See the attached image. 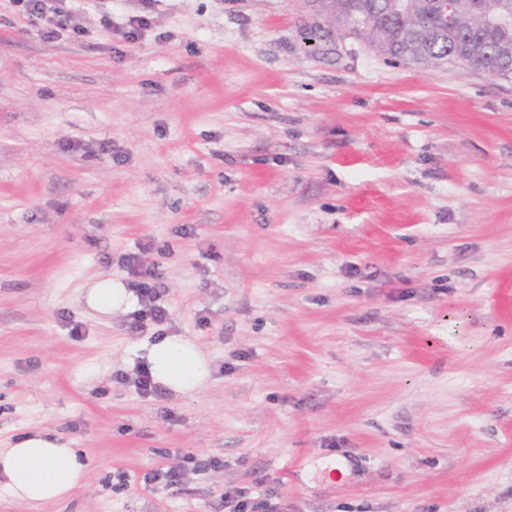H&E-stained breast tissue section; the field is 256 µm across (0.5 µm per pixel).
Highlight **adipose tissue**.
<instances>
[{
    "mask_svg": "<svg viewBox=\"0 0 512 512\" xmlns=\"http://www.w3.org/2000/svg\"><path fill=\"white\" fill-rule=\"evenodd\" d=\"M87 306L98 314L130 307L135 297L117 280L105 279L86 292ZM149 369L161 391L190 396L209 378L207 358L198 343L185 336H166L149 353ZM86 464L68 441L42 431L31 432L13 447L0 449V476L9 494L20 502H53L78 487Z\"/></svg>",
    "mask_w": 512,
    "mask_h": 512,
    "instance_id": "1",
    "label": "adipose tissue"
}]
</instances>
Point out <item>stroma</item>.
Masks as SVG:
<instances>
[{"instance_id": "stroma-1", "label": "stroma", "mask_w": 512, "mask_h": 512, "mask_svg": "<svg viewBox=\"0 0 512 512\" xmlns=\"http://www.w3.org/2000/svg\"><path fill=\"white\" fill-rule=\"evenodd\" d=\"M57 6L47 40L0 0V448L87 472L0 512H512V79L322 39L307 0ZM142 250L193 396L139 395L155 326L85 304ZM188 456L222 465L144 484ZM184 475L183 470L178 466L153 469L144 475L146 484H163L166 487L180 484Z\"/></svg>"}]
</instances>
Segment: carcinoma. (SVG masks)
<instances>
[{
	"label": "carcinoma",
	"mask_w": 512,
	"mask_h": 512,
	"mask_svg": "<svg viewBox=\"0 0 512 512\" xmlns=\"http://www.w3.org/2000/svg\"><path fill=\"white\" fill-rule=\"evenodd\" d=\"M455 26L441 28L433 0H312L336 32L365 40L406 65L480 66L512 78V0H464Z\"/></svg>",
	"instance_id": "1"
}]
</instances>
